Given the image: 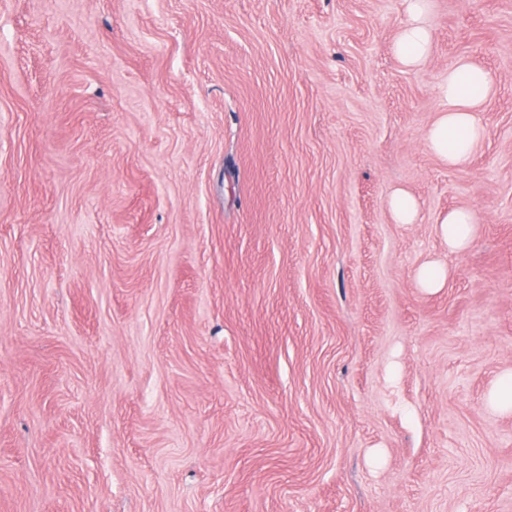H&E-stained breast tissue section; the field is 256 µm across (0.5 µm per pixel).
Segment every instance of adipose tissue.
<instances>
[{"label":"adipose tissue","instance_id":"ef3b65f1","mask_svg":"<svg viewBox=\"0 0 512 512\" xmlns=\"http://www.w3.org/2000/svg\"><path fill=\"white\" fill-rule=\"evenodd\" d=\"M408 21L399 32L393 52L406 65L426 61L432 48L428 25L431 0H405ZM493 93L488 73L466 61L448 71L438 89L441 108L429 133L432 152L452 169L466 168L475 148L483 140L485 129L477 114ZM440 234L449 250L467 249L475 236V218L465 208L448 211L441 220Z\"/></svg>","mask_w":512,"mask_h":512}]
</instances>
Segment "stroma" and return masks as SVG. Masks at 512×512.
Returning <instances> with one entry per match:
<instances>
[{"instance_id": "stroma-1", "label": "stroma", "mask_w": 512, "mask_h": 512, "mask_svg": "<svg viewBox=\"0 0 512 512\" xmlns=\"http://www.w3.org/2000/svg\"><path fill=\"white\" fill-rule=\"evenodd\" d=\"M405 20L0 0V512H512V0H432L417 67ZM461 60L495 92L455 170ZM492 93L493 83L485 70L466 61L448 70L438 89L441 108L428 133L430 149L448 168L469 165L485 136L477 112ZM392 218L397 224H414L418 219L419 203L414 195L399 189L390 200ZM475 218L471 210L459 208L448 211L440 223V234L450 251L467 249L475 236ZM417 278L421 288L434 291L443 287L447 278V271L438 264L429 263L419 270ZM491 405L500 411H512V372L502 376L490 396Z\"/></svg>"}]
</instances>
